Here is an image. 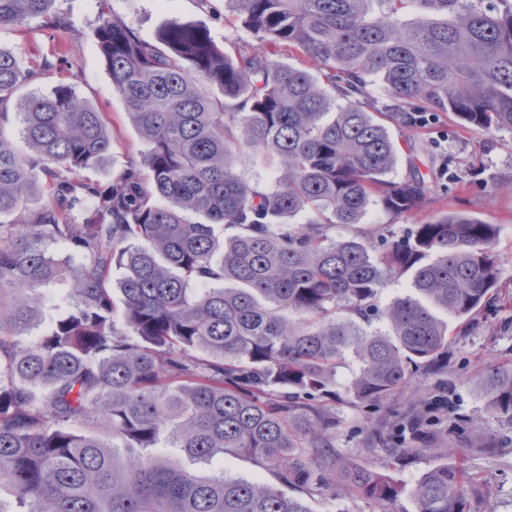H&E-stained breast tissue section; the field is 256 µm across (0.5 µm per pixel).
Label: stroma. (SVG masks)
Returning a JSON list of instances; mask_svg holds the SVG:
<instances>
[{
    "mask_svg": "<svg viewBox=\"0 0 512 512\" xmlns=\"http://www.w3.org/2000/svg\"><path fill=\"white\" fill-rule=\"evenodd\" d=\"M51 12L68 22L67 34L46 28L43 20L36 18L22 26L0 29V46L11 49L25 67L38 71L29 91L47 94L57 84L70 83L97 110L109 113L112 154L90 173L91 179L103 185L122 173L128 157L144 153L146 144L128 122L92 37L100 17L121 20L153 44L161 28L177 19L204 22L213 42L232 56L260 46L226 0H170L166 6L160 0H55ZM390 133L403 143L391 179L420 174L428 193L420 209L400 216L371 206L364 229L378 238L399 240L414 225L447 212L473 216L497 227L494 252L501 295L495 307L479 312L465 328L447 312H440L452 334L449 367L441 372L419 371L413 382L432 397H447L449 417L464 416L474 434L498 440L499 447L493 452L457 446L451 460L479 479V512H512V421L490 410L475 382L481 367L512 362V132L463 129L451 124L447 116L433 115L423 127L397 125ZM359 368L351 355L336 367V400L330 406L336 417V449L358 465L393 477L401 488L399 496L391 504L380 505L297 487L288 488L287 493L303 499L310 512H417L412 495L416 481L441 459L420 452L397 461L385 447L370 440V429L402 410L403 404L398 395L369 407L360 403L348 389Z\"/></svg>",
    "mask_w": 512,
    "mask_h": 512,
    "instance_id": "stroma-1",
    "label": "stroma"
}]
</instances>
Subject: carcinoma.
<instances>
[{
    "instance_id": "carcinoma-1",
    "label": "carcinoma",
    "mask_w": 512,
    "mask_h": 512,
    "mask_svg": "<svg viewBox=\"0 0 512 512\" xmlns=\"http://www.w3.org/2000/svg\"><path fill=\"white\" fill-rule=\"evenodd\" d=\"M227 2L260 49L226 55L202 22H167L157 45L119 20L95 27L113 90L148 145L105 189L84 172L112 154L108 113L67 83L19 95L34 74L0 47V107L17 99L29 148L0 132V216L16 215L0 224V494L10 495L0 512H310L260 480L199 476L157 453L168 447L190 460L241 453L283 486L393 502L391 476L336 452V362L355 356L351 391L373 404L417 371L448 366V325L433 309L468 323L495 304L493 224L446 213L377 256L359 233L329 232L357 227L375 203L391 214L423 205L421 179L388 178L400 147L388 124L430 112L512 131V0ZM53 3L0 0V27ZM283 45L323 80L280 62ZM372 81L385 97L369 93ZM241 155L273 181L244 177ZM298 214L304 223H290ZM215 224L233 233L219 238ZM115 267L124 275L114 285ZM407 272L428 304L379 307L380 288ZM55 283L73 306L35 334ZM374 316L393 337L360 331L356 320ZM477 382L512 421V366L484 367ZM435 403L418 395L372 439L394 443L396 461L428 450ZM447 431L450 445L496 444L461 420ZM480 493L447 464L413 491L417 512H475Z\"/></svg>"
}]
</instances>
